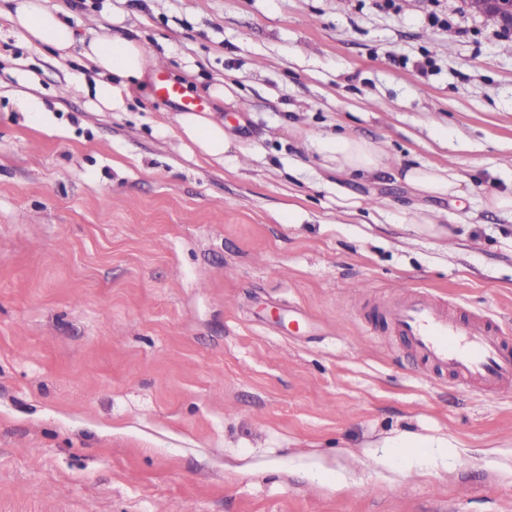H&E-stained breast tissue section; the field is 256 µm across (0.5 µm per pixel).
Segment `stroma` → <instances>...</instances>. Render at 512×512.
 Wrapping results in <instances>:
<instances>
[{"label": "stroma", "mask_w": 512, "mask_h": 512, "mask_svg": "<svg viewBox=\"0 0 512 512\" xmlns=\"http://www.w3.org/2000/svg\"><path fill=\"white\" fill-rule=\"evenodd\" d=\"M50 2L147 40L232 146L187 149L150 91L92 109L86 59L0 19V512H512V391L428 374L382 316L409 286L512 342V214L484 206L512 36L461 0ZM339 133L385 167L325 169ZM401 164L469 178L464 208L405 223Z\"/></svg>", "instance_id": "35a3bbf8"}]
</instances>
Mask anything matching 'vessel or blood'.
I'll use <instances>...</instances> for the list:
<instances>
[{
  "label": "vessel or blood",
  "mask_w": 512,
  "mask_h": 512,
  "mask_svg": "<svg viewBox=\"0 0 512 512\" xmlns=\"http://www.w3.org/2000/svg\"><path fill=\"white\" fill-rule=\"evenodd\" d=\"M386 315L428 369L448 372L484 390L512 388V346L502 329L483 315L459 320L423 293L410 294Z\"/></svg>",
  "instance_id": "obj_1"
}]
</instances>
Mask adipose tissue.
Returning a JSON list of instances; mask_svg holds the SVG:
<instances>
[{"label": "adipose tissue", "mask_w": 512, "mask_h": 512, "mask_svg": "<svg viewBox=\"0 0 512 512\" xmlns=\"http://www.w3.org/2000/svg\"><path fill=\"white\" fill-rule=\"evenodd\" d=\"M6 19L14 29L24 31L29 42L41 45L67 58L80 53L92 62L97 76L86 85L90 105L99 111H127L134 93L146 87L147 77L156 64V55L143 40L120 33L104 38H76L71 25L56 7L43 0H16ZM178 133L196 146L203 157L223 162L232 142L221 121L195 112L177 116ZM317 151L325 166L339 174L372 175L384 167L386 154L378 144L364 139L336 135L318 142ZM403 181L419 198L410 208V223H430V198H464L470 192L467 178L441 167L413 166L402 174Z\"/></svg>", "instance_id": "adipose-tissue-1"}]
</instances>
